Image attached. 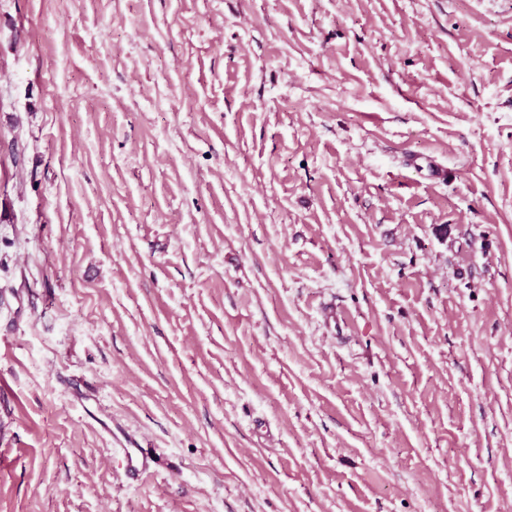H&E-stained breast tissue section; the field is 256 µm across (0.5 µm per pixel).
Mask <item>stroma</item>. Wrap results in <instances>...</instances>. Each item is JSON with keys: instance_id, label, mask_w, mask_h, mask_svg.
Returning a JSON list of instances; mask_svg holds the SVG:
<instances>
[{"instance_id": "stroma-1", "label": "stroma", "mask_w": 512, "mask_h": 512, "mask_svg": "<svg viewBox=\"0 0 512 512\" xmlns=\"http://www.w3.org/2000/svg\"><path fill=\"white\" fill-rule=\"evenodd\" d=\"M0 512H512V0H0ZM122 449L129 473L134 475L144 473L152 467L153 460L143 448H138L135 444L134 448Z\"/></svg>"}]
</instances>
